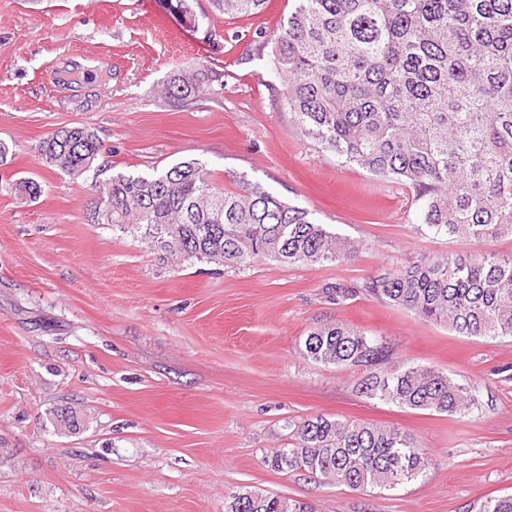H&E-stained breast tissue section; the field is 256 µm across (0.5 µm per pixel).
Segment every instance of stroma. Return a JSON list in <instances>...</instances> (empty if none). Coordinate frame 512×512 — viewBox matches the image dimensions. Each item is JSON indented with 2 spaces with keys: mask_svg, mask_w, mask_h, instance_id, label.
Listing matches in <instances>:
<instances>
[{
  "mask_svg": "<svg viewBox=\"0 0 512 512\" xmlns=\"http://www.w3.org/2000/svg\"><path fill=\"white\" fill-rule=\"evenodd\" d=\"M294 0L230 19L195 0V19L164 0H0V512H224L249 486L317 512H478L512 493V339L459 336L348 286L459 242L418 232L408 187L380 181L298 134L265 42ZM197 64L217 79L169 107L161 89ZM84 125L104 144L100 172L43 166L37 145ZM196 159L216 186L260 183L363 243L342 264H177L92 223L98 186ZM33 177L35 202L13 191ZM340 321L401 360L480 387L479 413L399 408L355 392L358 375L300 353L302 336ZM85 418L78 433L54 408ZM314 415L393 425L431 465L391 491H353L264 458L288 421Z\"/></svg>",
  "mask_w": 512,
  "mask_h": 512,
  "instance_id": "35a3bbf8",
  "label": "stroma"
}]
</instances>
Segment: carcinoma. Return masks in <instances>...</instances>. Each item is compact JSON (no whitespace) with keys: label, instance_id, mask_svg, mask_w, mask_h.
<instances>
[{"label":"carcinoma","instance_id":"carcinoma-1","mask_svg":"<svg viewBox=\"0 0 512 512\" xmlns=\"http://www.w3.org/2000/svg\"><path fill=\"white\" fill-rule=\"evenodd\" d=\"M268 0H212L229 17L260 13ZM271 65L300 134L375 178L404 185L419 203L418 226L464 243L512 237V0H296L273 35ZM213 71L169 77L174 107L194 103ZM45 166L79 178L99 171L101 143L85 126L40 141ZM215 185L195 159L152 175L118 173L92 207L91 221L182 262L287 266L336 264L364 245L321 224L308 210L240 177ZM14 192L30 202L34 178ZM338 304L360 294L406 310L460 336L512 338V255L424 253L412 264L349 288L326 287ZM300 350L323 366L362 371L356 393L401 408L472 416L479 387L395 359L377 339L341 322L310 330ZM75 430L68 408L50 411ZM288 443L265 463L353 491L391 490L424 474L420 441L394 426L333 420L288 422ZM224 512H315L300 499L242 487ZM480 512H512V495Z\"/></svg>","mask_w":512,"mask_h":512}]
</instances>
